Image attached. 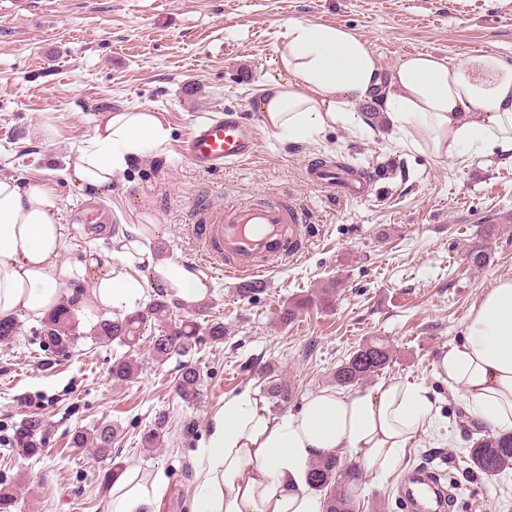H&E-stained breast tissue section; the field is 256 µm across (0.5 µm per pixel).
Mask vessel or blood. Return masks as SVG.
Wrapping results in <instances>:
<instances>
[{
  "instance_id": "vessel-or-blood-1",
  "label": "vessel or blood",
  "mask_w": 512,
  "mask_h": 512,
  "mask_svg": "<svg viewBox=\"0 0 512 512\" xmlns=\"http://www.w3.org/2000/svg\"><path fill=\"white\" fill-rule=\"evenodd\" d=\"M256 151L253 126L233 112L199 121L184 143L189 162L205 172L246 161ZM306 175L331 201L366 197L374 180L372 172L350 170L332 160L308 164ZM312 219L307 208L285 194L218 206L204 193L189 212L187 231L200 267L254 282L302 250L301 229ZM432 491V476L421 469L409 477L404 497L414 512H439Z\"/></svg>"
}]
</instances>
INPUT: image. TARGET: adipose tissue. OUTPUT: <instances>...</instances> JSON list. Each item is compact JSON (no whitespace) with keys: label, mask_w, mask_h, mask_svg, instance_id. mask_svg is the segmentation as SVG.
Segmentation results:
<instances>
[{"label":"adipose tissue","mask_w":512,"mask_h":512,"mask_svg":"<svg viewBox=\"0 0 512 512\" xmlns=\"http://www.w3.org/2000/svg\"><path fill=\"white\" fill-rule=\"evenodd\" d=\"M277 55V74L261 87L260 106L266 124L289 140L314 138L347 118L351 104L374 98L387 124L421 138L437 157L453 160L478 146L512 152V65L496 52L462 64L411 54L383 84L367 41L339 25L294 20ZM167 137L156 112L107 113L94 145L70 155L63 173L81 189L106 195L128 157ZM56 213L46 186L0 177V315L42 319L58 306L61 286L86 274L92 286L75 301L87 312L130 314L152 291L189 307L209 295L202 273L146 246L154 225L112 238L108 261L90 255L77 263ZM436 375L460 392L476 420L512 432V279L496 280L475 300L463 342L442 350ZM435 415L428 391L402 382L323 388L279 417L249 392L228 396L211 416L195 512H324L308 484L315 459L333 452L371 477L384 476L404 448L428 434ZM163 488L161 479L125 470L112 481L107 512H156Z\"/></svg>","instance_id":"obj_1"}]
</instances>
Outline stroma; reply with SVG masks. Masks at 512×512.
<instances>
[{
    "mask_svg": "<svg viewBox=\"0 0 512 512\" xmlns=\"http://www.w3.org/2000/svg\"><path fill=\"white\" fill-rule=\"evenodd\" d=\"M340 25L366 40L383 71L413 53L457 63L492 50L512 64V0H0V175L52 188L74 260L96 251L108 260L124 227L157 225V247L189 262L184 225L199 193L215 203L288 194L314 215L304 251L268 273L262 293L242 295L239 280L211 276L204 308L176 317L220 322L224 340L203 341L194 356L204 379L199 399L175 391L179 360L152 361L147 344L132 354L142 371L116 385L111 366L124 347L80 339L68 356L46 355L39 326L19 319L12 343H0V479L19 484L16 512H106L110 462L162 475L159 512H194L195 475L211 415L227 396L261 394L260 372L287 380L299 409L366 338L394 347L385 372L367 388L394 381L426 387L438 421L406 448L389 474L363 476L358 512H402L398 491L416 467L454 460L450 512H512V469L492 480L468 474L467 431L456 418L465 402L437 379L440 349L462 343L474 300L512 278V223L489 241L490 264L470 269L466 249L488 216L512 212V153L467 150L457 161L408 137L353 119L293 142L266 126L258 89L277 69L288 21ZM125 107L157 110L169 131L159 147L129 157L99 196L67 181V156L87 146L103 116ZM239 112L256 128L257 153L219 172L195 169L183 153L193 125ZM341 160L378 176L367 198L330 203L309 183L310 160ZM336 281L332 309L309 307L291 323L278 313L299 295ZM46 422L45 454L22 460L12 437L28 416ZM161 447L140 437L158 416ZM117 427L111 459L70 445L79 427ZM192 435H184V426Z\"/></svg>",
    "mask_w": 512,
    "mask_h": 512,
    "instance_id": "35a3bbf8",
    "label": "stroma"
}]
</instances>
